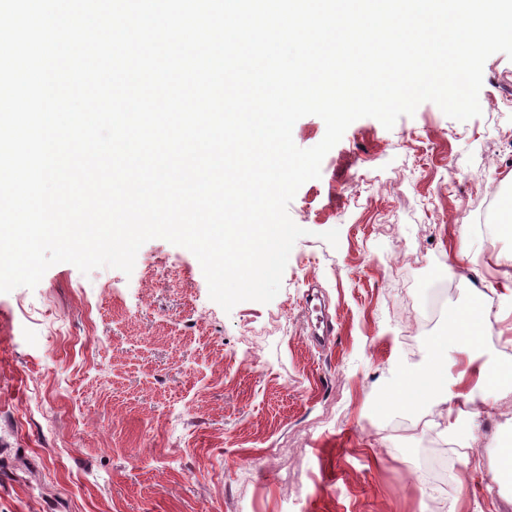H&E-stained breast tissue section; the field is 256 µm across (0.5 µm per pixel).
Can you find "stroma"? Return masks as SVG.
Wrapping results in <instances>:
<instances>
[{"label":"stroma","instance_id":"obj_1","mask_svg":"<svg viewBox=\"0 0 512 512\" xmlns=\"http://www.w3.org/2000/svg\"><path fill=\"white\" fill-rule=\"evenodd\" d=\"M479 100L464 122L432 102L389 130L353 122L288 207L308 234L270 303L224 311L197 258L163 239L139 249L132 274L59 263L35 288L0 294V512H512L501 459L512 403L476 388L471 364L512 368V317L485 315L508 304L512 232L476 230L512 225L504 54L486 61ZM396 176L392 192L379 188ZM333 228L335 246L321 237ZM406 246L424 262L392 270ZM437 283L488 328L412 332ZM433 357L443 388L474 390L475 403L388 433L379 399L398 384L423 402L408 372ZM448 444L453 472L406 483L422 449Z\"/></svg>","mask_w":512,"mask_h":512}]
</instances>
